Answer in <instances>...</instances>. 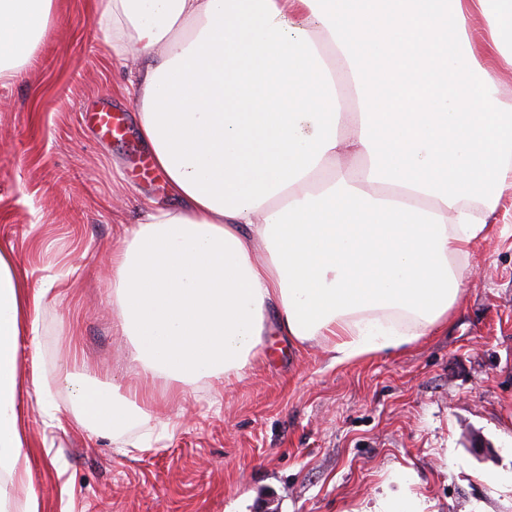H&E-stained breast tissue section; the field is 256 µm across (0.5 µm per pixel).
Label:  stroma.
Masks as SVG:
<instances>
[{
	"label": "stroma",
	"instance_id": "obj_1",
	"mask_svg": "<svg viewBox=\"0 0 512 512\" xmlns=\"http://www.w3.org/2000/svg\"><path fill=\"white\" fill-rule=\"evenodd\" d=\"M94 0H56L34 59L0 86V248L24 287L53 285L19 338V421L39 512H512V223L460 264L461 298L438 331L398 353L330 366L268 321L261 357L225 387L170 400L150 448L77 430L66 374L127 383L112 317L111 254L163 176L133 179L135 127L101 140L82 110L131 113L98 40ZM40 367L53 411L32 383ZM487 445L475 452L473 441Z\"/></svg>",
	"mask_w": 512,
	"mask_h": 512
}]
</instances>
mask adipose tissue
<instances>
[{
    "label": "adipose tissue",
    "mask_w": 512,
    "mask_h": 512,
    "mask_svg": "<svg viewBox=\"0 0 512 512\" xmlns=\"http://www.w3.org/2000/svg\"><path fill=\"white\" fill-rule=\"evenodd\" d=\"M54 3L0 0V83ZM94 24L176 204L144 200L112 254L138 372L69 378L78 428L169 434L156 387L240 379L271 317L333 366L447 322L512 191V0H96ZM46 295L0 251V512L30 482L18 340Z\"/></svg>",
    "instance_id": "1"
}]
</instances>
